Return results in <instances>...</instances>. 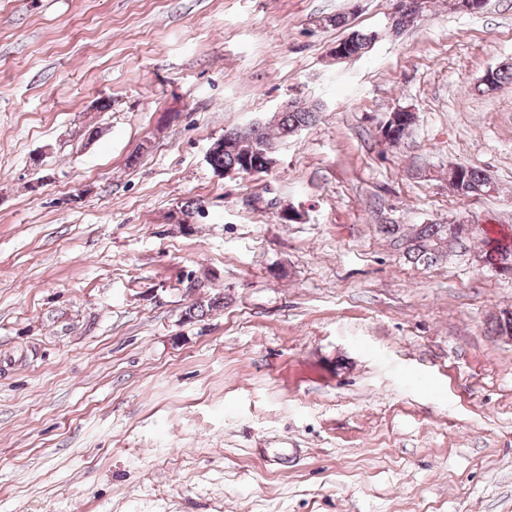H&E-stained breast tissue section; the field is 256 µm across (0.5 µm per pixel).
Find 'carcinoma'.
Instances as JSON below:
<instances>
[{
    "label": "carcinoma",
    "mask_w": 512,
    "mask_h": 512,
    "mask_svg": "<svg viewBox=\"0 0 512 512\" xmlns=\"http://www.w3.org/2000/svg\"><path fill=\"white\" fill-rule=\"evenodd\" d=\"M375 41V34L355 32L350 36L349 52L362 57L366 55ZM512 83V62L502 63L491 70L485 80H479L477 90L482 93L493 92L505 84ZM317 120V110L293 105L280 113L276 119V132L259 122L247 129L234 127L224 132V142L219 151L207 155L211 169L240 171L244 161H263L264 157H276L274 149L278 142L291 133L313 125ZM457 176L449 179L453 190L465 197L487 193L494 189L491 181L480 171L471 167L456 165ZM383 233L404 249L406 258L415 263L433 264L447 253L452 246L467 250L470 237L451 230L448 224H413L407 228L403 224H384ZM488 248L486 256L495 264L512 261V244L483 241ZM224 307V296L214 294L204 296L192 303L185 312L188 320L201 318L208 313Z\"/></svg>",
    "instance_id": "cac0c4a2"
}]
</instances>
